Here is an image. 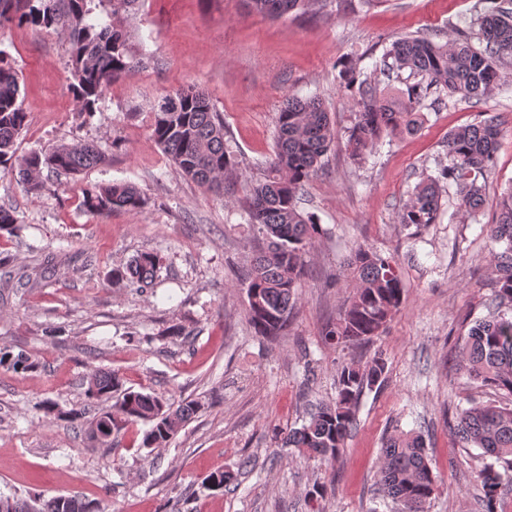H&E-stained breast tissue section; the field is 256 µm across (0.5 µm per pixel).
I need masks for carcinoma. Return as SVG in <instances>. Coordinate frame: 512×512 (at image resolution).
Wrapping results in <instances>:
<instances>
[{
  "label": "carcinoma",
  "instance_id": "cac0c4a2",
  "mask_svg": "<svg viewBox=\"0 0 512 512\" xmlns=\"http://www.w3.org/2000/svg\"><path fill=\"white\" fill-rule=\"evenodd\" d=\"M87 0H0V27L14 22L35 27L68 25L74 97L80 111L91 114L105 88L131 73L139 59L128 46L122 26L86 21ZM318 0H248L254 11L281 17L307 9ZM484 15L480 28L483 45L476 48L471 36L462 31L441 44L430 37L406 36L393 40L381 63L387 77L405 69L421 76L404 97L393 101L386 89L371 83L356 64L342 65L340 78L350 92L355 122L347 131L350 155L362 159L385 133L415 131L421 123L420 108L425 98L435 94H459L468 99L490 95L499 87V69L512 59V7L498 0ZM18 72L6 58H0V168H18L31 191L45 189L41 179L47 167L59 174L78 175L104 161L94 143L62 144L42 155H16V141L27 125V113L18 103ZM178 111L152 112V137L189 179L226 195L243 193L249 223L258 226L265 247L253 260L246 279L249 321L261 336L282 335L298 301L303 275L302 255L321 225L298 209V200L320 167L322 159L336 143L330 115L317 98H290L277 113L274 147L265 163L263 177L243 181L230 178L234 160L224 147V120L208 97L192 88L172 93ZM500 137L492 119L457 127L448 132L445 149L450 164L433 179L419 182L398 213V223L418 228L436 223L443 193L456 186L460 206L467 213L484 208L479 178L490 170ZM146 199L131 183L93 186L83 191L85 210L105 214L115 210L138 213ZM497 218L490 226L493 264L496 271L495 297L512 304V189L494 204ZM161 257L142 253L122 267L112 269V279L142 292L152 287ZM348 277L352 294L336 322L325 330V338L336 346L368 342L379 335L404 297V284L392 260L359 248L350 257ZM15 369L33 367L19 353L0 351V365ZM461 368L484 385L512 395V316L500 313L475 323L462 348ZM385 360L374 356L364 365L345 364L338 376L336 400L308 413L301 427L288 431L286 443L309 458L334 459L355 419V408L365 390L384 382ZM90 402L117 397L111 409H102L89 420V431L105 423L116 431L129 423L150 424L142 439L145 448L166 445L201 408L197 401L175 402L156 393L122 389L121 379L112 372H97L88 382ZM460 441L476 447L483 455L512 466V409L495 405H473L463 410L457 421ZM485 512H496L501 474L494 464L477 472ZM379 484L383 496L393 504L390 512H428L436 480L425 453L421 435L394 430L386 437L381 452ZM43 512H103L101 504L70 496L43 500ZM33 501L0 495V512H31Z\"/></svg>",
  "mask_w": 512,
  "mask_h": 512
}]
</instances>
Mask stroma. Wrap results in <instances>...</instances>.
I'll use <instances>...</instances> for the list:
<instances>
[{
  "instance_id": "1",
  "label": "stroma",
  "mask_w": 512,
  "mask_h": 512,
  "mask_svg": "<svg viewBox=\"0 0 512 512\" xmlns=\"http://www.w3.org/2000/svg\"><path fill=\"white\" fill-rule=\"evenodd\" d=\"M489 8V0H319L274 19L247 0H136L119 19L142 64L109 85L90 115L71 91L65 26L0 29L27 114L18 154L92 142L106 158L75 177L44 171L38 193L17 171L0 170V206L20 222L17 232H0L9 270L0 276V350L35 364L0 366V495L75 496L108 512H388L376 483L396 426L425 440L436 477L429 512H483L475 475L485 459L458 441L455 425L475 403L512 407V396L460 367L469 329L496 308L489 226L492 201L512 187V62L488 97L423 102L416 133L384 136L361 161L346 148L355 109L339 63L356 59L372 82L406 90L415 82L409 72L390 81L378 69L392 40L443 42L461 27L477 46ZM187 87L221 113L225 145L248 178L272 153L286 99L316 97L331 114L338 140L299 205L323 233L303 256L282 336L256 335L249 322L243 279L260 236L239 197L184 178L151 137L154 107ZM490 117L501 135L482 182L487 208L465 214L451 188L438 223L399 224L414 186L447 163L448 132ZM120 182L144 193L142 212L83 208L84 188ZM360 247L394 257L405 295L371 342L341 349L324 331L352 290L346 266ZM144 252L162 257L152 288L113 283L112 269ZM174 324L189 337L168 335ZM377 354L385 381L360 397L343 452L307 461L286 447L311 406L335 400L341 365ZM99 369L127 388L202 408L167 447H142L141 422L100 446L86 427L42 409L46 401L62 412L82 406ZM224 469L237 472L236 484L211 487L208 476Z\"/></svg>"
}]
</instances>
